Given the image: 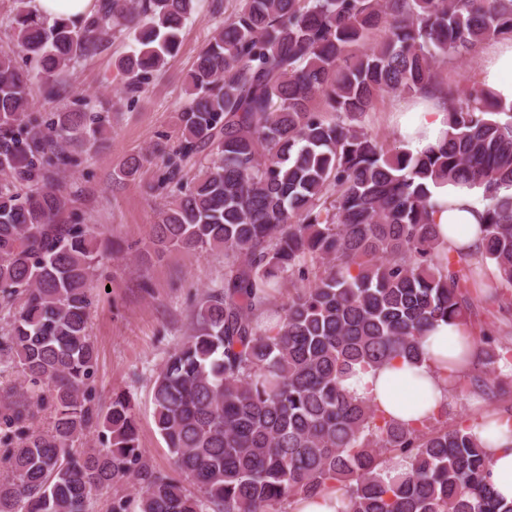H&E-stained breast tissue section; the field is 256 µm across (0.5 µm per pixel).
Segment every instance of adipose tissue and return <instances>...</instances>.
Wrapping results in <instances>:
<instances>
[{
    "label": "adipose tissue",
    "instance_id": "1",
    "mask_svg": "<svg viewBox=\"0 0 512 512\" xmlns=\"http://www.w3.org/2000/svg\"><path fill=\"white\" fill-rule=\"evenodd\" d=\"M94 0H31L30 8L46 24L59 20L77 21L90 15ZM487 62L478 80L505 106H512V39L495 44L486 52ZM447 129L446 110L430 100L408 112L401 121L399 135L412 149L437 145ZM432 219L438 225L441 241L451 249L472 246L481 238L482 210L472 203V192L465 187L443 185L433 190ZM424 358L411 362L401 357L378 368L354 367L342 381V388L358 399L376 404L387 419L414 426L440 412L448 403V380L468 359L474 345L459 324L445 320L427 333ZM476 436L486 445L491 458L488 482L505 500H512V429L490 424L476 428Z\"/></svg>",
    "mask_w": 512,
    "mask_h": 512
}]
</instances>
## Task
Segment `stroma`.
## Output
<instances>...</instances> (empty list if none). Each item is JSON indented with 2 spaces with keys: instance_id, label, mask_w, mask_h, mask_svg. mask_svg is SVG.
<instances>
[{
  "instance_id": "stroma-1",
  "label": "stroma",
  "mask_w": 512,
  "mask_h": 512,
  "mask_svg": "<svg viewBox=\"0 0 512 512\" xmlns=\"http://www.w3.org/2000/svg\"><path fill=\"white\" fill-rule=\"evenodd\" d=\"M230 9L235 0H201L184 25L177 53L167 59L137 104L123 94L120 57L134 42L127 34L112 36L94 56L81 60L64 78L62 96L31 89L33 112L41 117L64 108L88 104L110 119L103 139L87 144L79 165L54 170L68 200L59 220L81 216L102 243L95 270L90 331L97 350L94 377L96 405L106 413L113 394L123 392L135 404L139 443L156 470L173 473L171 454L153 419L152 387L168 354L191 332L192 309L224 277V254L158 250L150 226L166 203L159 188L161 160L157 145L176 147L181 137L178 113L188 95L187 76L198 53L211 39L214 5ZM404 99L393 93L378 97L364 124L372 135L392 148L401 144L396 112ZM132 154L146 161L135 178L116 182L112 174ZM468 330L488 332L512 345V303L472 300ZM512 411V394L497 398L474 392L448 398V426L480 423L488 414Z\"/></svg>"
}]
</instances>
